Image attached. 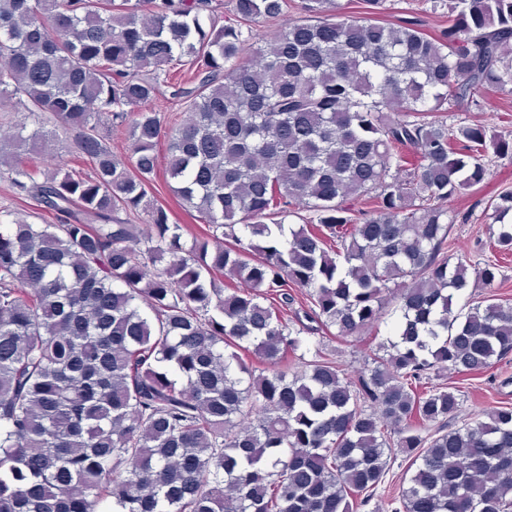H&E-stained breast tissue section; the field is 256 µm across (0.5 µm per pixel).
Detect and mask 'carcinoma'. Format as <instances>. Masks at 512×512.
I'll return each mask as SVG.
<instances>
[{"instance_id": "carcinoma-1", "label": "carcinoma", "mask_w": 512, "mask_h": 512, "mask_svg": "<svg viewBox=\"0 0 512 512\" xmlns=\"http://www.w3.org/2000/svg\"><path fill=\"white\" fill-rule=\"evenodd\" d=\"M364 2L300 0L254 43L242 24L288 0L226 21L212 0H0V111L53 115L90 165H30L58 134L24 124L0 150L54 219L0 218V512H356L398 453L403 512H512L511 404L422 435L460 406L440 372L512 352V304L453 309L501 265H450L440 207L512 164V134L447 123L512 92V0H436L435 35ZM163 138L189 247L151 194ZM487 206L511 254L512 191ZM394 289L393 334L345 378L311 336L362 335Z\"/></svg>"}]
</instances>
